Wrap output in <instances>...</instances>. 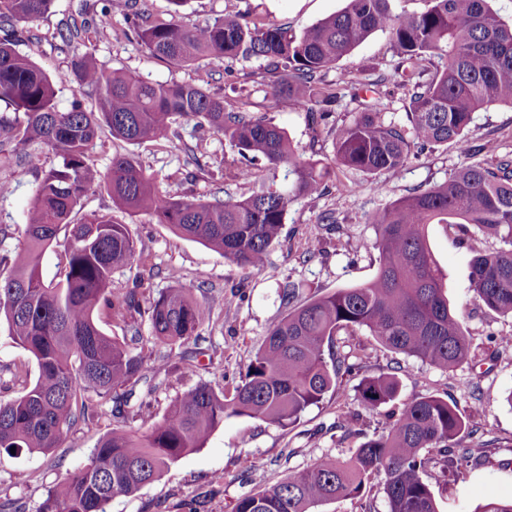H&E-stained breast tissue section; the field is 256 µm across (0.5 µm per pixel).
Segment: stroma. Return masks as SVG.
Masks as SVG:
<instances>
[{
    "instance_id": "1",
    "label": "stroma",
    "mask_w": 512,
    "mask_h": 512,
    "mask_svg": "<svg viewBox=\"0 0 512 512\" xmlns=\"http://www.w3.org/2000/svg\"><path fill=\"white\" fill-rule=\"evenodd\" d=\"M345 0H189L179 20L193 26L234 7L253 16L274 20L293 32H300L318 20L341 10ZM102 0H55L50 14L31 23V42L20 45L57 82V106L68 110L73 100L92 108L94 99L82 94L69 73V63L85 49L79 43H65L59 32L70 18L85 16L92 31L93 55L109 69L136 72L157 83L209 79L210 89L223 95L226 103L246 111L270 112L283 127L303 156L324 155L331 151L325 132L313 129L306 114L287 102L268 110L263 93L254 91L252 75L263 63L256 59L201 61L199 69H177L148 57L134 41L116 37L121 17L103 13ZM398 62L387 33L376 32L350 55L330 69L326 78L339 83L341 99L335 108L337 123L351 121L361 107L353 97L354 86L368 83L390 72ZM466 139L469 154L455 145L425 149L397 175L378 176L377 188H370L363 174H338L326 183L323 195L304 197L291 204L286 222L269 249L264 267L248 273L224 259L220 253L173 233L167 225L145 213H130L116 207L105 190L88 192L76 208L74 220L99 212L114 222L129 225L146 261L136 271L118 270L112 286L124 292L133 288L136 277H143L152 292L169 288V269L211 289L216 297L213 321L204 325L198 340L186 346L189 363L158 375L159 386L148 392L138 383L129 403L135 415L125 422L112 404L98 407L93 418L67 432L52 453L15 454L0 452V505L19 501L27 512H37L48 487L84 466L98 439L113 428L130 425L146 433L158 423L167 405L192 386L204 383L215 392L231 390L253 359L271 324L285 313L278 287L285 280L304 284L305 297L323 295L339 288L363 284L376 273V253L357 251L358 243L375 238L373 215L415 188H427L447 180L449 174L467 161L483 162L486 140H495L499 155L512 157V105L496 104L476 112ZM134 154L147 174L162 190L179 197L193 191L209 194L214 186L206 180L194 184L183 181L182 153L163 148L161 142L131 145L101 132L91 150V160L99 170H107L118 154ZM49 164L44 153L29 151L14 174V191L0 197V227L8 234L0 248L16 250L23 241L24 212L32 198L37 174ZM334 211L333 226L320 224L325 211ZM428 242L443 274L451 306L464 315L470 341V359L445 371L390 351L365 330H343L336 337L340 352L356 355L358 378L337 382L334 393L308 407L299 422L280 427L261 420L230 416L198 451L166 469L155 482L130 496L113 498L108 512H188L191 500L202 503L200 512H234L239 498L258 493L284 480L288 474L325 458L349 456L357 442L342 438L336 429L340 411L357 414L356 428L371 434L389 423L390 405L374 411L358 401L359 378L390 374L399 382L397 403L435 395L455 402L477 435L472 446L482 448L477 465L467 470L428 469L425 479L432 487L441 512H474L477 505L512 498V406L504 397L512 391V346L496 344L499 336H512V318L480 307L470 291V266L476 251H494L500 242L476 234L468 224H432ZM318 249L311 260H303L306 249ZM38 372L27 351L11 343L6 329L0 328V403L21 395ZM30 474L27 483L19 474ZM223 474L224 483L213 487L214 474Z\"/></svg>"
}]
</instances>
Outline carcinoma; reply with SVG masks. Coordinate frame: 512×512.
<instances>
[{"label": "carcinoma", "mask_w": 512, "mask_h": 512, "mask_svg": "<svg viewBox=\"0 0 512 512\" xmlns=\"http://www.w3.org/2000/svg\"><path fill=\"white\" fill-rule=\"evenodd\" d=\"M53 2L0 0V102L9 108L0 113V196L11 192L14 166L30 147L56 158L38 176L22 246L0 255L6 271L0 273V324L38 369L34 384L0 403V450L50 453L65 433L89 419L92 397L116 403L145 379L142 353L98 327L93 313L99 303L124 324L147 303L155 339L170 347L198 339L212 320L213 304L199 300L197 286L182 282L173 270L172 286L156 298L114 292L112 273L137 262L136 240L129 225L108 214L71 222L88 191L103 189L126 210L150 214L239 268L258 271L289 206L320 193L330 172L394 175L427 146L464 148L475 112L496 103L512 105V25L487 0H429L420 14L395 12L393 0H346L344 8L299 34L272 20H249L239 10L186 28L177 16L188 0H170L167 18L136 12L130 0H105L104 9L124 21L116 35L173 66L193 67L203 58L264 60L265 73L273 76L257 82L264 99L270 104L285 99L306 113L311 125L331 138L332 156L302 157L285 129L264 116L227 109L224 97L202 83H151L98 65L90 52L72 60L71 74L95 105L88 110L76 101L62 112L53 80L16 49L32 39L29 24ZM378 31L389 35L398 65L368 89L363 111L338 126L332 116L339 88L324 74ZM389 85L408 101L403 123L386 121L379 109ZM180 118L224 137L229 152L218 165L211 163L203 139L189 144L168 136ZM105 128L133 145L167 140L193 165L186 175L191 183L205 176L226 187L253 181L256 187L239 198L228 193L175 198L162 192L131 154L113 156L103 173L89 150ZM261 170L265 175L259 178ZM450 219L501 242L498 250L474 256L470 288L479 304L512 316V159L465 162L445 182L416 189L373 216L378 268L372 280L300 304V285L281 283L286 313L268 328L232 393L218 394L199 383L172 400L146 434L112 430L81 470L47 490L38 512H107L114 497L135 494L202 448L228 416L282 427L295 423L335 390L336 379L356 373L350 356L336 351L341 330L365 329L391 351L445 370L466 362L464 318L450 308L425 234L427 225ZM60 243L63 272L48 284L41 260ZM123 388L127 392L117 394ZM358 393L360 405L374 411L396 398L398 383L391 375L367 377ZM476 433L457 405L433 395L414 398L403 403L388 430L366 438L349 458L317 460L242 497L235 512H310L326 501L361 496L379 475L388 512H439L423 475L437 464L460 471L477 463L478 449L462 444Z\"/></svg>", "instance_id": "carcinoma-1"}]
</instances>
